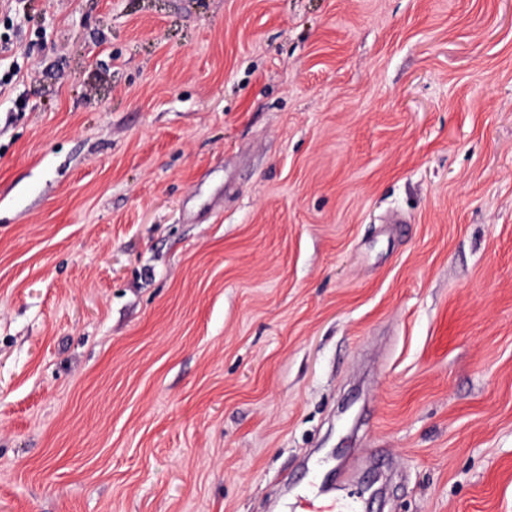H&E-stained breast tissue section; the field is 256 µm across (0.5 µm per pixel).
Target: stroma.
<instances>
[{
  "label": "stroma",
  "instance_id": "stroma-1",
  "mask_svg": "<svg viewBox=\"0 0 512 512\" xmlns=\"http://www.w3.org/2000/svg\"><path fill=\"white\" fill-rule=\"evenodd\" d=\"M0 512H512V0H0Z\"/></svg>",
  "mask_w": 512,
  "mask_h": 512
}]
</instances>
